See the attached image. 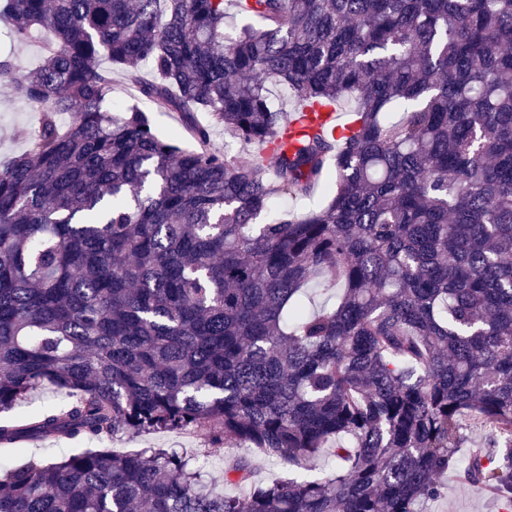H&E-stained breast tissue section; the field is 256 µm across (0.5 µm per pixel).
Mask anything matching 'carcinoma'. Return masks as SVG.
Listing matches in <instances>:
<instances>
[{"label":"carcinoma","mask_w":512,"mask_h":512,"mask_svg":"<svg viewBox=\"0 0 512 512\" xmlns=\"http://www.w3.org/2000/svg\"><path fill=\"white\" fill-rule=\"evenodd\" d=\"M0 29L51 33L29 76L0 52L40 112L0 164V447L193 430L336 460L264 484L240 457L226 495L182 448L16 454L0 512H425L450 470L512 512V0H0ZM114 66L199 148L112 111ZM327 106L339 131L290 134ZM42 391L67 402L26 410ZM468 423L491 438L461 456ZM211 144L214 147L224 150L225 148L231 152L239 161H247L250 158L252 149H243L238 141L232 138L229 134H224L223 127H217L212 132Z\"/></svg>","instance_id":"cac0c4a2"}]
</instances>
